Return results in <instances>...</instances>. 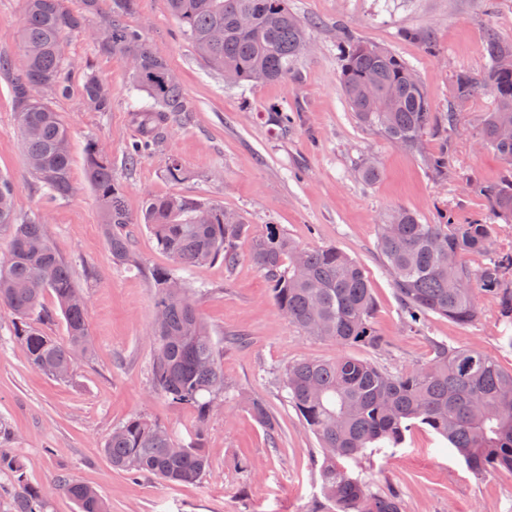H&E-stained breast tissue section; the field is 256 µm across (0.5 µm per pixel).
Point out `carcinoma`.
Here are the masks:
<instances>
[{"instance_id": "obj_1", "label": "carcinoma", "mask_w": 512, "mask_h": 512, "mask_svg": "<svg viewBox=\"0 0 512 512\" xmlns=\"http://www.w3.org/2000/svg\"><path fill=\"white\" fill-rule=\"evenodd\" d=\"M24 2L18 54L0 55V73L11 76L26 158L38 163L30 172L45 196L57 201L75 191L68 130L51 104L69 89L71 69L63 52L67 35L96 21L103 29L93 38L98 51L127 61L133 89L148 98L136 109L141 137L127 151L129 164L153 149L171 114L187 111L188 102L173 69L151 50L139 29L127 24L135 0H107L106 9L101 0H84L80 11L70 9L67 0ZM169 5L204 64L229 84L286 81L304 53L305 29L288 0H169ZM344 46L340 81L356 119L393 145L417 153L423 151L424 134L434 132L440 148L425 154V165L433 177H447L453 151L449 132L458 112H431L413 68L391 51L349 33ZM484 51L487 68L480 74L458 73L453 98L467 103L488 93L494 100L493 110L480 120L479 143L499 155L505 170L498 180L475 185L474 191L486 201L490 217L512 224V138L499 134L500 126L512 124V41L491 34ZM83 98L93 112L111 109L110 88L94 74H85ZM86 177L117 264L130 262L123 235L128 224L145 225L158 248L183 268L219 259L231 268L246 242L250 258L270 284L274 304L295 327L344 347L378 349L385 344L371 322L375 298L365 270L337 247L301 248L275 224L254 235L242 216L227 221L224 206L179 195L147 197L135 218L112 183L111 158L95 140L86 146ZM44 223L42 214L25 220L18 216L12 181L0 173V228L10 235L8 248L0 253V306L16 316L14 336L31 367L66 378L94 348L85 298L47 239ZM495 227L486 220L458 224L448 212L437 224H422L415 213L401 208L383 220L378 249L407 326L431 313L470 323L479 315L478 291L496 299L502 317H512V250L495 253L478 269L461 261L467 253L488 251ZM153 280L159 291L154 317L162 318L153 325L154 388L192 408L202 423L228 393L219 351L196 302L186 300L189 291L176 271L160 269ZM47 291L54 294L66 325L64 343L39 327L53 317L42 302ZM282 388L319 442L321 491L332 512H402L399 495L372 491L362 476L349 472L345 461L396 448L415 426L425 425L447 441L477 476L512 472V370L476 349L438 342L428 363L397 374L351 355L302 358L284 367ZM248 406L253 419L275 438L279 422L267 403L252 399ZM204 440L200 427L189 442L179 443L164 424L134 416L112 429L103 452L116 470L189 485L209 470ZM57 494L72 500L78 512H108L95 488L64 476L41 487L18 483L0 498V512H49Z\"/></svg>"}]
</instances>
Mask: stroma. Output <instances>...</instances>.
Returning <instances> with one entry per match:
<instances>
[{
	"instance_id": "1",
	"label": "stroma",
	"mask_w": 512,
	"mask_h": 512,
	"mask_svg": "<svg viewBox=\"0 0 512 512\" xmlns=\"http://www.w3.org/2000/svg\"><path fill=\"white\" fill-rule=\"evenodd\" d=\"M128 17L151 49L180 76L189 109L175 114L156 149L136 165L126 151L137 139L131 70L123 59L101 53L86 33L70 34L64 56L75 75L68 96L56 98L70 134L71 177L65 200L47 202L31 176L17 128L9 78L0 74V173L13 183L19 215L47 214V237L68 263L86 298L93 357L78 363L68 380L35 371L13 337L15 317L0 307V448L23 459V470L0 473V485H45L65 474L95 487L110 512H311L321 499L316 461L318 440L285 400L279 378L292 361L343 354L371 361L397 374L432 356L433 345L471 347L512 369V325L499 316L496 300L479 296L480 314L468 324L436 315L405 328L391 278L378 254V226L395 208L437 223L442 210L458 223L484 217L485 202L468 182L495 181L504 165L477 140L480 115L492 98L474 99L451 137L445 180L433 178L421 158L392 145L354 118L340 84L344 33L380 45L415 70L433 112H446L457 71L482 72L488 33L512 40V0H288L306 26L309 51L285 82L225 84L209 70L182 35L168 0H135ZM429 35L438 52H425L402 31ZM106 81L112 108L89 111L82 71ZM288 111V127L272 125L271 109ZM112 156V180L126 209L139 215L150 195H181L224 205L240 213L252 232L276 224L296 244L333 245L363 266L374 292L372 323L387 344L351 349L302 333L277 309L270 285L241 253L234 267L215 261L179 275L200 287L197 310L222 352L231 396L205 422L210 469L196 484L174 486L113 470L102 452L114 427L145 415L187 439L193 410L154 389L152 321L157 299L152 274L170 258L141 224L125 228L134 266L115 264L95 195L86 180L88 141ZM178 159L185 175L174 182L165 165ZM380 167L363 181V160ZM264 400L281 430L270 440L244 405ZM373 491L398 492L402 512H512V473L477 477L456 452L425 427L407 433L402 445L348 461Z\"/></svg>"
}]
</instances>
